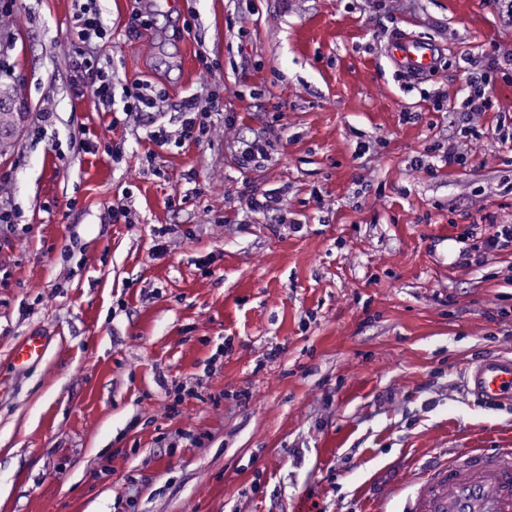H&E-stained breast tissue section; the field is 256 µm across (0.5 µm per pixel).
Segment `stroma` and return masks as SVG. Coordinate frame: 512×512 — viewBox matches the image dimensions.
<instances>
[{
    "label": "stroma",
    "instance_id": "35a3bbf8",
    "mask_svg": "<svg viewBox=\"0 0 512 512\" xmlns=\"http://www.w3.org/2000/svg\"><path fill=\"white\" fill-rule=\"evenodd\" d=\"M135 7L101 0L95 56L163 88L170 128L184 96L213 105L209 141L157 147L74 92V0L0 7L21 114L0 140V512H405L401 471L511 447L512 406L461 380L512 351V253L463 267L457 235L512 223V152L488 133L466 167L410 160L458 138L462 59L512 53V25L488 0H160L133 33ZM402 33L440 46L425 79L388 57ZM270 125L239 168L233 142ZM266 189L279 215L247 209ZM33 333L49 348L16 370ZM279 139L280 135L273 126H269L267 131L252 138L238 139L234 142L236 145L233 146L237 164L242 169H249L268 161L271 151Z\"/></svg>",
    "mask_w": 512,
    "mask_h": 512
}]
</instances>
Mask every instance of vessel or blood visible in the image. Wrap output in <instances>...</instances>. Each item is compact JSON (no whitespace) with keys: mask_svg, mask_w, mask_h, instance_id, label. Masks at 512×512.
Returning a JSON list of instances; mask_svg holds the SVG:
<instances>
[{"mask_svg":"<svg viewBox=\"0 0 512 512\" xmlns=\"http://www.w3.org/2000/svg\"><path fill=\"white\" fill-rule=\"evenodd\" d=\"M397 68L411 77L430 72L437 50L427 41L398 37L387 47ZM47 337H25L13 350L15 367L38 362ZM462 383L475 399L512 405V353L486 355L467 366ZM416 486L409 512H512V448H466L427 472L408 471Z\"/></svg>","mask_w":512,"mask_h":512,"instance_id":"vessel-or-blood-1","label":"vessel or blood"}]
</instances>
